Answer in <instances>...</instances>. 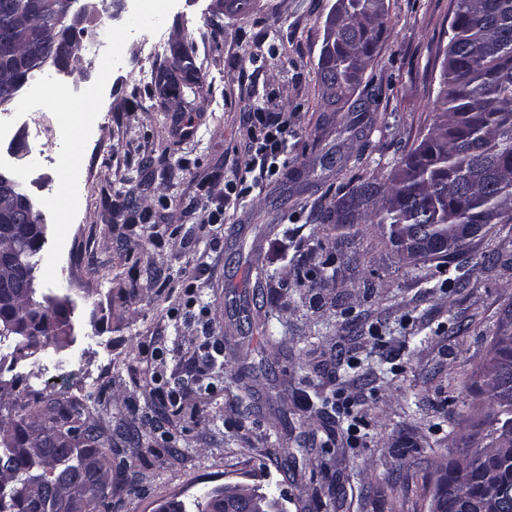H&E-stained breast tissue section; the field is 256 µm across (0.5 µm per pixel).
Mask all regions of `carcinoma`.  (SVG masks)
I'll list each match as a JSON object with an SVG mask.
<instances>
[{"label": "carcinoma", "mask_w": 512, "mask_h": 512, "mask_svg": "<svg viewBox=\"0 0 512 512\" xmlns=\"http://www.w3.org/2000/svg\"><path fill=\"white\" fill-rule=\"evenodd\" d=\"M379 0H342L336 42L319 59L322 85L345 91L360 85L384 34V21L372 20ZM75 0H53L41 12L33 0H0V46L25 32L38 40L35 57L0 62V106L23 88L32 70L47 63L71 73L80 69L79 44L87 32L70 24ZM439 112L428 135L409 153L404 166L385 184L351 180L345 196L373 205V223L392 235L400 224L432 237L446 226L495 215L512 223V0H453L448 41L443 49ZM29 195L16 192L10 221L29 219ZM20 248L28 266L14 285L26 288L33 317L50 313L68 320L64 302L51 309L46 297L27 287L35 279L41 242L24 234ZM11 307L0 302V345L17 340L14 350L36 353L61 336H16L7 328ZM488 366L507 370L485 391L486 412L474 421L481 444L459 449L466 455L464 479L471 504L484 497V478L494 467L512 512V455L493 459L489 448H512V333L498 327ZM82 404L37 394L19 411L0 415V512H93L112 493V462L101 429L78 430Z\"/></svg>", "instance_id": "cac0c4a2"}]
</instances>
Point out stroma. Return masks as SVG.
Returning <instances> with one entry per match:
<instances>
[{"mask_svg":"<svg viewBox=\"0 0 512 512\" xmlns=\"http://www.w3.org/2000/svg\"><path fill=\"white\" fill-rule=\"evenodd\" d=\"M163 2L132 22L126 0L83 39L78 92L40 103L54 130L27 189L47 217L35 286L67 295L69 339L0 358V414L33 389L83 404L113 448L97 512L173 500L198 512L208 491L250 476L286 512H428L512 306V224L451 263H413L371 212L340 202L349 180L387 182L431 128L451 0H385L387 32L337 107L318 65L335 0ZM101 39L111 55L96 54ZM176 49L193 86L157 97L153 76ZM260 108L288 123L284 165L225 201V180L252 165L246 114ZM88 110L100 120L87 134ZM218 207L223 224L208 226ZM146 210L154 223L140 222ZM230 336L248 337L252 377L239 379Z\"/></svg>","mask_w":512,"mask_h":512,"instance_id":"obj_1","label":"stroma"}]
</instances>
